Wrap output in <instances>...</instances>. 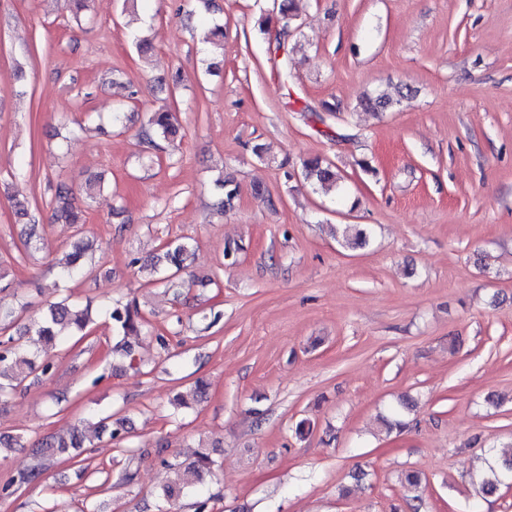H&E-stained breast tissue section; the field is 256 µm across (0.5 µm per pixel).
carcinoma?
<instances>
[{"label":"carcinoma","mask_w":512,"mask_h":512,"mask_svg":"<svg viewBox=\"0 0 512 512\" xmlns=\"http://www.w3.org/2000/svg\"><path fill=\"white\" fill-rule=\"evenodd\" d=\"M180 132L178 118L175 112L161 109L151 113L142 131V142L146 152L150 153L158 148V141H174ZM304 177L308 181H316L322 185H335L339 180L332 164L324 163L320 159L304 162ZM101 193V178L93 175L88 178L82 190V197H77L66 184L57 186L55 198L52 203L54 221L62 224H82L85 221V205ZM16 214L27 219L29 226L28 237L36 235L39 219L31 211L29 202L17 200L14 202ZM344 244L350 248H360L366 244L367 232L364 229L351 230L345 227L342 230ZM86 248L83 243L73 244V252L61 263L59 278L62 281L76 279L84 274ZM192 255V247L184 241L167 243L162 254L153 257L151 265L164 266L167 274L161 278L168 288H180L185 281L180 273L188 267L187 261ZM105 315L112 322L115 331L124 336L136 335L143 327V318L133 301L116 303L106 310L92 309L91 303L84 308L73 307L69 298L63 297L50 303L43 316L29 324L23 325L25 333L38 337L42 344L40 350L31 352L24 348L0 342V397L14 394L26 378L40 371L47 375L54 368L53 350L57 345L64 343L75 336L86 338L93 332L97 318ZM124 432L123 421L117 419L110 421V417H103L97 422L96 434H108L112 440L121 438ZM86 447L85 436L78 428H73L65 436H55L45 442L39 450L38 463L30 470L11 478L6 487L31 483L38 480L44 471L59 461H71L79 458L82 448ZM214 460L206 448L196 451L193 460L187 463L171 465L176 473V480L166 486L160 494V502L156 512H171L173 502L184 494H193L196 497L195 512H208L212 495L205 489L204 476L212 473ZM476 494L485 499L495 495L500 487L512 483V449L502 453L498 460L487 467L473 472L470 476Z\"/></svg>","instance_id":"carcinoma-1"}]
</instances>
